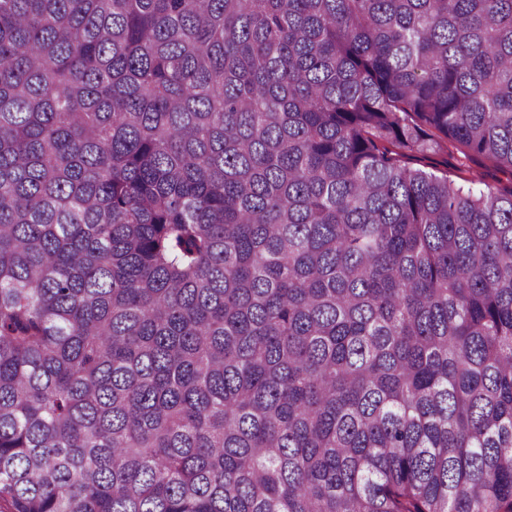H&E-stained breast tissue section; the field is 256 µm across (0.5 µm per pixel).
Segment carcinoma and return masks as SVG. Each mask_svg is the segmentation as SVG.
Masks as SVG:
<instances>
[{
  "label": "carcinoma",
  "mask_w": 512,
  "mask_h": 512,
  "mask_svg": "<svg viewBox=\"0 0 512 512\" xmlns=\"http://www.w3.org/2000/svg\"><path fill=\"white\" fill-rule=\"evenodd\" d=\"M512 0H0L4 512H512ZM406 161L415 168L438 175H448L449 178L459 183H466L467 180L477 176L492 184H509L512 182L509 172L497 170L483 159H473L468 161L467 165L460 166L457 154L440 152L423 155L408 153Z\"/></svg>",
  "instance_id": "obj_1"
}]
</instances>
